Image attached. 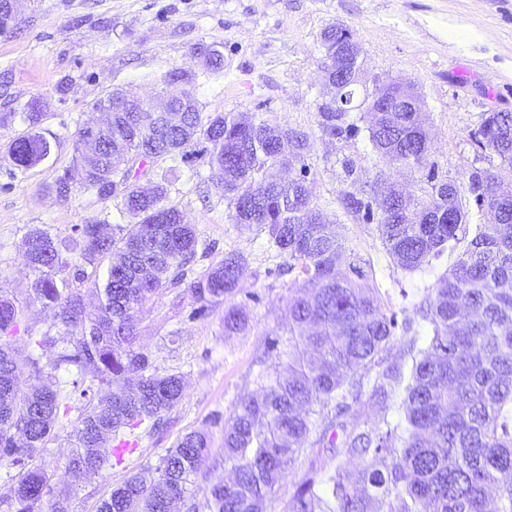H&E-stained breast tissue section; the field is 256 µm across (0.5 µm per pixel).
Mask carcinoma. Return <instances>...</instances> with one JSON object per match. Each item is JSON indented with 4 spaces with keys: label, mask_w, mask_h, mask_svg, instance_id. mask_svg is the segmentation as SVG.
I'll return each mask as SVG.
<instances>
[{
    "label": "carcinoma",
    "mask_w": 512,
    "mask_h": 512,
    "mask_svg": "<svg viewBox=\"0 0 512 512\" xmlns=\"http://www.w3.org/2000/svg\"><path fill=\"white\" fill-rule=\"evenodd\" d=\"M181 123L155 126L153 112H115L96 138L99 160L80 162L57 176L53 190L67 199L74 188L112 196L110 176L124 171L123 210L132 219L109 233L97 222L76 228L71 243L47 230L31 228L22 255L35 271L32 298L53 313L58 335L29 336L18 346V308L0 290V469L11 485L9 512H68L66 490L56 487L45 468L47 445L74 409L65 486L99 473L110 458L122 463L138 447L139 432L154 433L165 413L184 396L182 376L163 373L131 340L138 315L164 288L182 284L185 265L195 255V225L169 202V184L139 192L140 167L147 162L185 160L203 139L209 166L223 174L224 196L234 202L238 224L267 232L278 255L300 264L310 284L288 302V320L298 331L288 351V367L268 380L261 395H244L234 418L224 425V461L232 477L206 490L208 512H267L287 470L303 461L285 512H512V192L497 173L475 170L468 191L475 202L498 210V220L470 229L458 196L433 190L403 203L385 201L380 223L387 251L402 270L415 272L444 253L456 254L422 309L425 335L403 340L394 358V316L381 307L375 289L348 261L324 215L299 180L286 185L275 170L301 161L305 134L290 129L294 152H282L268 139V128L231 113L200 112L188 89L173 93ZM323 131L342 138L349 123L342 112L322 107ZM409 112H380L369 125L375 151L393 164L422 167L431 148L428 130H413ZM479 143L512 167V112H489ZM50 132L23 133L7 156L18 170L44 161L53 150ZM138 167H126L130 157ZM455 211L457 224L439 212ZM167 223H157L160 214ZM81 266L98 267L113 256L104 275L92 283L97 305L91 311L81 294L60 274L69 267L62 250ZM246 272L245 261L230 255L188 284L203 312L233 296ZM244 309L224 310V331L247 326ZM60 347L51 371L41 352ZM75 374L62 382L59 371ZM47 376L53 385L22 390L26 378ZM96 391L83 388L86 378ZM399 419L386 428L369 423L359 407L364 391ZM336 458L325 467L324 455ZM210 455V437L182 435L165 450L154 477L135 473L98 500L95 512H173L190 499L192 477ZM371 456L356 474L343 460Z\"/></svg>",
    "instance_id": "1"
}]
</instances>
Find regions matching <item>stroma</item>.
<instances>
[{"label": "stroma", "mask_w": 512, "mask_h": 512, "mask_svg": "<svg viewBox=\"0 0 512 512\" xmlns=\"http://www.w3.org/2000/svg\"><path fill=\"white\" fill-rule=\"evenodd\" d=\"M336 24L359 42L366 83L401 79L420 91L432 138L422 168L380 158L362 113H351L350 137L334 139L322 131V34ZM200 44L222 53L223 68L195 62ZM181 67L191 75L188 88L203 114L231 112L306 134L308 148L294 172L304 175L313 205L398 322L418 321V306L454 256L403 271L386 249L378 215L352 212L347 196L370 199L383 180L420 196L431 179H450L464 188L470 223L483 224L486 212L466 191L470 173L490 169L512 183V167L478 143L486 113L512 112V0H22L12 29L0 34V289L17 300L20 335H42L53 322L30 296L35 274L22 258L26 232L38 226L64 240L81 224L130 222L120 195L104 201L94 190L78 188L65 200L51 189L72 165L77 133L94 103L117 92L157 97L165 75ZM34 98L42 103L43 128L57 142L45 163L21 171L9 162L7 146L25 132L21 115ZM145 175L168 177L171 201L196 226L199 245L188 278L224 256L244 258L247 273L232 302L246 310L248 327L225 335L223 306L198 314L183 285L146 303L134 347L151 353L160 369L181 372L185 396L165 415L163 430L142 436L122 465L73 486L69 512H94L115 483L156 466L192 430L211 437V456L194 483V501L203 504L208 485L230 473L225 422L242 395L260 392L267 377L287 364L293 342L288 299L306 278L266 253L265 232L234 222L233 206L216 186L218 174L196 158L173 171L164 162L150 164ZM272 338L278 341L273 352Z\"/></svg>", "instance_id": "1"}]
</instances>
